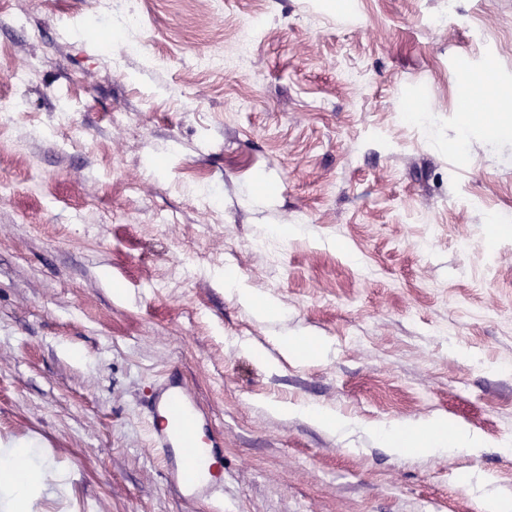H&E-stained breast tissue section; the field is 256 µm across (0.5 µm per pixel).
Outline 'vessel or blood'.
Instances as JSON below:
<instances>
[{"mask_svg": "<svg viewBox=\"0 0 512 512\" xmlns=\"http://www.w3.org/2000/svg\"><path fill=\"white\" fill-rule=\"evenodd\" d=\"M149 442L160 456L168 487L188 501H219L224 480V436L212 414L170 367L147 404Z\"/></svg>", "mask_w": 512, "mask_h": 512, "instance_id": "1", "label": "vessel or blood"}]
</instances>
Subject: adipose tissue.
I'll return each instance as SVG.
<instances>
[{
	"instance_id": "adipose-tissue-1",
	"label": "adipose tissue",
	"mask_w": 512,
	"mask_h": 512,
	"mask_svg": "<svg viewBox=\"0 0 512 512\" xmlns=\"http://www.w3.org/2000/svg\"><path fill=\"white\" fill-rule=\"evenodd\" d=\"M372 433L399 454L450 455L462 450L475 452L485 445L480 434L445 417L415 423L393 422L373 427ZM32 446L27 439L0 443V512H33L31 487L46 485L50 479L47 472L32 464Z\"/></svg>"
}]
</instances>
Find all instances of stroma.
<instances>
[{"instance_id":"obj_1","label":"stroma","mask_w":512,"mask_h":512,"mask_svg":"<svg viewBox=\"0 0 512 512\" xmlns=\"http://www.w3.org/2000/svg\"><path fill=\"white\" fill-rule=\"evenodd\" d=\"M128 6L140 25L94 0H0V49L37 68L0 78V439L33 440L71 487L39 512H211L167 489L149 444L173 365L224 434V512L512 503V134L489 129L512 114V0ZM213 53L223 69L197 67ZM489 64L496 112L464 125ZM289 337L331 348L290 357ZM435 415L486 448L398 455L368 431ZM224 287L227 288L230 293L237 294L239 298L247 304H257L266 313L275 314L279 312L278 305L271 299H257L251 289L245 288L236 278L234 279L233 277L224 275ZM286 412H296L313 419L316 423L334 433H340L349 427V423L338 417L335 412L323 407H286Z\"/></svg>"}]
</instances>
